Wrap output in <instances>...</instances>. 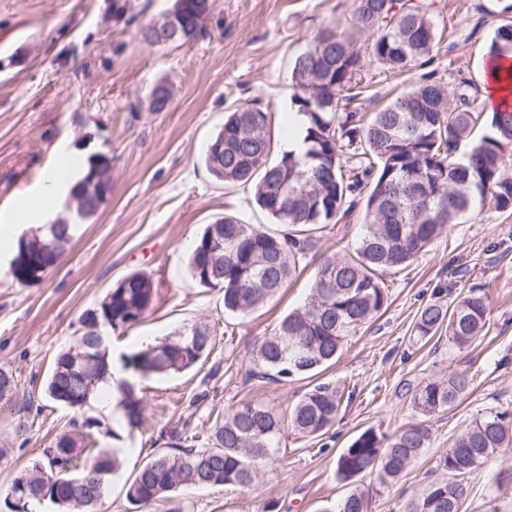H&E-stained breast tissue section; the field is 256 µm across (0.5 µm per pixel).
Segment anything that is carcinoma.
I'll list each match as a JSON object with an SVG mask.
<instances>
[{"label": "carcinoma", "instance_id": "obj_1", "mask_svg": "<svg viewBox=\"0 0 512 512\" xmlns=\"http://www.w3.org/2000/svg\"><path fill=\"white\" fill-rule=\"evenodd\" d=\"M201 0H174L173 20L161 16L138 29L150 44L155 24L179 30L176 43L195 39ZM354 36L320 29L309 47L291 64L292 110L306 117L305 150L288 151L270 161L273 148L269 113L249 105L233 108L207 148L208 172L226 186L252 184L258 206L278 223L281 232L261 224H244L233 216L208 225L189 259L192 278L223 294L224 312L246 316L263 306L296 274L315 247L316 234L337 224L360 206L362 233L354 252L325 253L317 260L305 304L289 312L257 344L254 362L259 377L282 382L295 375L319 373L329 365L348 336L387 306L382 276L408 266L449 224H463L475 211L489 207L512 214V107L494 110L487 132L473 139L484 113L471 107V86H449L425 77L390 99L366 118L341 111L342 102L360 95L357 75L369 59L403 71L432 52L436 28L423 0H357ZM486 56L512 60V20L493 27ZM473 143L460 158V143ZM103 154L90 157L86 173L73 194L82 216L95 213L112 192L95 182ZM76 224L58 219L42 235L18 240L9 261L12 279L20 286L42 282L71 244ZM156 287L140 272L124 277L95 308L80 317L79 343L56 357L45 394L52 402L83 412L92 406L101 384L108 381L109 357L99 348L103 332L137 324L151 309ZM435 292L414 325L419 340H430L441 329L448 347L462 349L484 331L489 303L483 289L445 299ZM179 333L122 357L125 369L147 379L186 371L212 353L217 330L199 324L198 344L186 346ZM471 384L463 373L429 381L411 395L422 419L394 432L387 444L366 430L336 459V476L348 481L375 471L395 480L426 451L431 417L453 407ZM126 428L134 432L144 420L146 402L131 382L115 391ZM342 395L319 383L284 414L261 401H247L216 419L209 435L191 440L203 446L171 448L156 453L126 481L129 503L138 508L165 500L167 512H184L174 492L181 487L232 486L249 488L290 427L304 436L326 434L335 424ZM83 430L60 436L12 481L34 495L56 499V512H98L94 501L108 495L111 478L98 482L97 473L121 470L122 448H101L97 435L111 428L97 417H83ZM512 445V413L489 411L471 425L438 459L451 475L409 498L398 512H461L464 479L478 465ZM336 512H368V491L356 486L336 505Z\"/></svg>", "mask_w": 512, "mask_h": 512}]
</instances>
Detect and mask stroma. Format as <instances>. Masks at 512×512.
Segmentation results:
<instances>
[{
    "instance_id": "stroma-1",
    "label": "stroma",
    "mask_w": 512,
    "mask_h": 512,
    "mask_svg": "<svg viewBox=\"0 0 512 512\" xmlns=\"http://www.w3.org/2000/svg\"><path fill=\"white\" fill-rule=\"evenodd\" d=\"M437 30L431 58L405 72L365 62L362 93L350 107L373 112L425 76L470 82L475 110L485 109L477 74L494 23L512 0H426ZM172 0H0V212L40 196L45 166L67 158L84 166L89 155L112 161V192L84 218L65 254L44 281L15 284L0 263V369L18 389L0 401V512L14 477L61 434L72 410L46 400L44 384L56 354L76 345L77 320L131 272L151 276L153 306L134 326L109 332L113 354L140 350L196 324L215 326L216 346L203 366L143 380L144 422L131 433L112 422L102 446L120 448L125 463L112 479L101 512H133L124 483L157 451L189 445L228 408L262 400L287 410L315 381L345 389L336 425L312 438L286 431L281 446L253 487L185 488V512H333L353 486L368 488V512H398L401 498L420 495L443 479L436 460L476 418L512 411V215L484 210L454 224L412 264L388 272L385 312L358 329L335 363L318 378L273 382L252 376L255 344L309 294L313 267L247 316L226 314L217 290L188 268L207 224L223 215L270 224L251 187H227L203 158L228 110L249 103L272 115L274 151L286 148L292 86L290 63L320 28L354 31L356 0H213L201 34L180 46L142 44L141 24ZM166 80L172 99L165 111L147 109L150 91ZM485 287L490 314L484 333L458 350L447 337L418 340L421 305L447 289L456 297ZM467 373L469 392L432 417L429 448L401 477L379 474L342 481L336 457L365 430L391 436L417 418L408 395L432 380ZM34 400L41 410L26 432L16 433L17 407ZM463 512H512V447L465 478Z\"/></svg>"
}]
</instances>
